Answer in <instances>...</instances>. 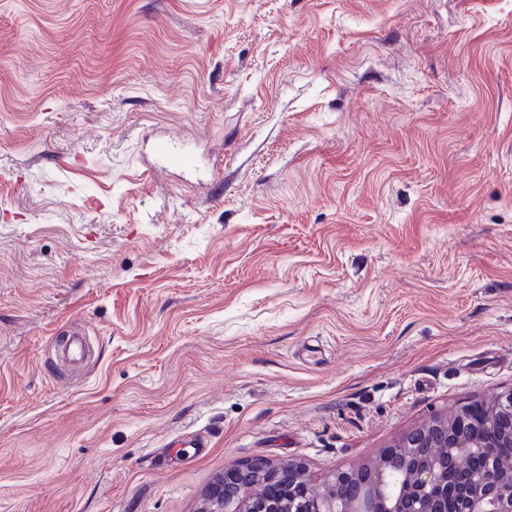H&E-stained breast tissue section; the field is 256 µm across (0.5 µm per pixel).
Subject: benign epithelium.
Instances as JSON below:
<instances>
[{
  "mask_svg": "<svg viewBox=\"0 0 512 512\" xmlns=\"http://www.w3.org/2000/svg\"><path fill=\"white\" fill-rule=\"evenodd\" d=\"M479 421L462 411L432 416L408 431L369 464L336 473L316 490L300 464L263 460L267 482L283 489L279 497L261 496L249 481L253 461L233 464L208 488L200 512H445L447 469L464 468L473 454L486 459L484 468L465 474L471 491L460 512H512V459L497 458L492 448L512 444V391L487 403ZM354 485L351 498L343 490Z\"/></svg>",
  "mask_w": 512,
  "mask_h": 512,
  "instance_id": "benign-epithelium-1",
  "label": "benign epithelium"
}]
</instances>
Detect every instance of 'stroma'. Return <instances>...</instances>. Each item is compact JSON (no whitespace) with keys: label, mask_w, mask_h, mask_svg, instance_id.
<instances>
[{"label":"stroma","mask_w":512,"mask_h":512,"mask_svg":"<svg viewBox=\"0 0 512 512\" xmlns=\"http://www.w3.org/2000/svg\"><path fill=\"white\" fill-rule=\"evenodd\" d=\"M509 390L512 0H0V512L318 488ZM156 153L162 167L184 170H192L196 167L195 155L178 146L176 140L160 141Z\"/></svg>","instance_id":"35a3bbf8"}]
</instances>
